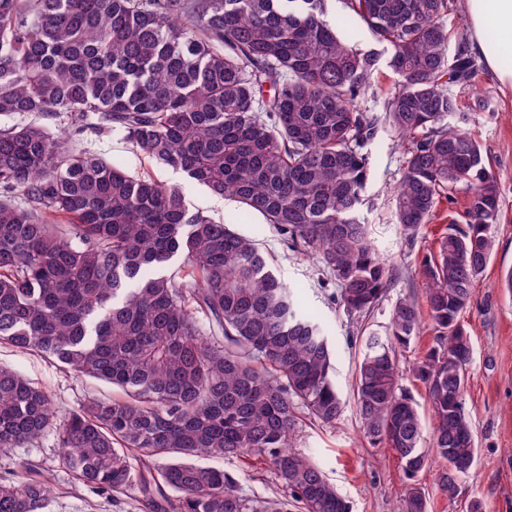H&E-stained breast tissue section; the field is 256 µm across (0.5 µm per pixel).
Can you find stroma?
<instances>
[{"label":"stroma","instance_id":"35a3bbf8","mask_svg":"<svg viewBox=\"0 0 512 512\" xmlns=\"http://www.w3.org/2000/svg\"><path fill=\"white\" fill-rule=\"evenodd\" d=\"M475 89L488 96L489 107L472 113L468 127L492 163L500 187L501 211L494 228V255L461 315L474 347L464 401L472 418L479 462L452 496L439 489L434 471L421 472L417 483L426 494L428 512H467L475 498L482 500L486 512H512V294L504 287V277L512 271V87L501 84L484 67ZM82 142L86 149L132 173L148 171L163 183L182 185L191 210L255 239L271 255L281 279L298 290L305 309L324 324L336 353V386L345 403L336 425L300 421L295 446L318 461L348 499L352 512H398L407 481L397 460L364 438L354 402L355 366L363 352L360 336L365 331L385 335L389 312L397 301L406 298L424 304L419 262L426 253L437 250L449 215L463 212L465 189L453 190V202L440 203L437 219L422 225L414 241H407L396 222L393 202V190L404 174V147L390 129L379 131L369 147L363 215L374 248L394 268L396 278L374 312L358 322L334 302L333 281L318 274L311 259L291 251L259 217L241 213L231 200L211 195L203 186L187 181L183 173L140 156L121 134L87 132ZM433 336L432 324H424L400 360L402 384L426 418L431 415L426 389L413 378L410 366L427 352ZM0 364L47 386L65 410L78 408L89 397L113 394L110 385L63 372L53 360L6 343H0ZM33 465L41 468L50 483L49 512H132L131 504L139 495L135 487L112 500L87 491L60 459L52 431L25 447L0 450V475L11 474L17 483L27 481Z\"/></svg>","mask_w":512,"mask_h":512}]
</instances>
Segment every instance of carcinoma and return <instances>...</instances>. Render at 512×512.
<instances>
[{"label":"carcinoma","mask_w":512,"mask_h":512,"mask_svg":"<svg viewBox=\"0 0 512 512\" xmlns=\"http://www.w3.org/2000/svg\"><path fill=\"white\" fill-rule=\"evenodd\" d=\"M327 2L0 0V117L30 118L0 127V342L123 392L62 414L47 388L0 366L1 449L53 428L79 483L110 497L135 484L139 512H351L293 446L301 416L332 426L343 411L320 322L254 240L71 135L119 132L261 217L362 319L393 278L362 214L367 147L386 126L407 141L394 197L408 241L453 188L468 203L420 267L436 336L411 371L428 391L431 440L400 383L398 355L422 325L411 300L395 304L387 335L362 339L357 411L409 481L399 512H427L415 478L433 463L456 494L478 463L460 316L500 207L465 128L486 101L460 109L479 64L466 38L450 48L451 0H342L380 45L368 51L340 34ZM384 67L400 81L378 113L365 94ZM204 457L247 460L281 493L251 497ZM48 500L38 469L23 484L0 477V512H47Z\"/></svg>","instance_id":"carcinoma-1"}]
</instances>
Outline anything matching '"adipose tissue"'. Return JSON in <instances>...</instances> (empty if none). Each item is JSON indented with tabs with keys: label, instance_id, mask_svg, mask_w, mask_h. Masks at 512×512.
<instances>
[{
	"label": "adipose tissue",
	"instance_id": "1",
	"mask_svg": "<svg viewBox=\"0 0 512 512\" xmlns=\"http://www.w3.org/2000/svg\"><path fill=\"white\" fill-rule=\"evenodd\" d=\"M471 49L503 83L512 85V0H466Z\"/></svg>",
	"mask_w": 512,
	"mask_h": 512
}]
</instances>
